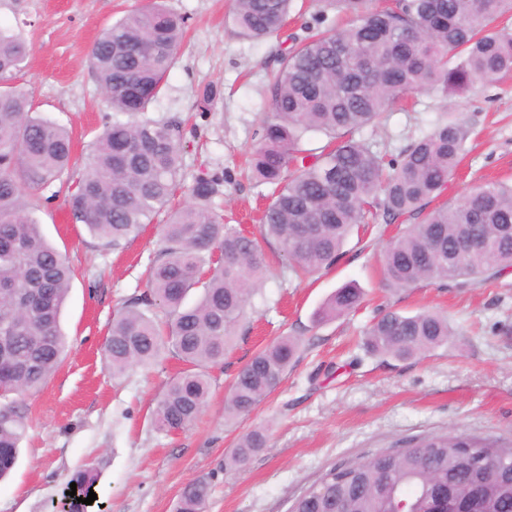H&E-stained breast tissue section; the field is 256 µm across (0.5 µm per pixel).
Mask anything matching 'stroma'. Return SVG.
Masks as SVG:
<instances>
[{
	"instance_id": "35a3bbf8",
	"label": "stroma",
	"mask_w": 512,
	"mask_h": 512,
	"mask_svg": "<svg viewBox=\"0 0 512 512\" xmlns=\"http://www.w3.org/2000/svg\"><path fill=\"white\" fill-rule=\"evenodd\" d=\"M149 0H0V26L30 45L19 78L40 115L71 129L84 154L111 110L89 53L103 30ZM184 17L186 31L152 118L187 117L183 173L223 176L218 203L225 223L257 234L270 189L243 174L268 111L264 88L275 68L272 42L241 37L231 0H163ZM220 86L212 112L200 114L198 93ZM469 127L466 153L448 179L444 201L491 180L512 179V77L441 97L421 90L381 114L362 136L398 155L445 114ZM41 230L77 268L63 310L66 356L37 393L28 395L26 428L12 477L0 482V512H58L76 470L99 472L86 512H174L183 488L208 477L204 512H288L293 499L331 469L422 435L450 430L512 440V271L464 288L424 282L388 288L380 255L399 227L376 217L352 235L333 267L298 278L274 261L237 330L234 348L211 368V396L197 420L176 432L158 430L152 413L181 364L164 355L152 366L113 376L102 356L114 312L146 289L144 270L162 247L159 224L123 248L102 246L72 223L65 190L43 204ZM362 288L360 308L319 323L318 307L339 287ZM404 314L446 313L456 336L448 345L405 361L366 354L358 345L380 307ZM301 339L280 384L250 413L224 417L237 371L281 335ZM263 426L267 448L240 468L224 460L240 435Z\"/></svg>"
}]
</instances>
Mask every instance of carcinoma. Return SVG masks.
Instances as JSON below:
<instances>
[{"label":"carcinoma","mask_w":512,"mask_h":512,"mask_svg":"<svg viewBox=\"0 0 512 512\" xmlns=\"http://www.w3.org/2000/svg\"><path fill=\"white\" fill-rule=\"evenodd\" d=\"M294 0H233L232 21L255 41L283 45ZM317 0V22L339 10L354 17L343 28L312 30L279 49L278 67L265 86L269 115L253 147L248 173L272 186L259 237L223 222L215 206L224 177L200 172L190 200L162 226L164 246L150 263L148 293L126 302L104 345L112 376L148 367L164 352L184 368L157 402L161 431L181 430L210 395L208 368L224 362L250 298L268 271L272 253L296 276L336 264L353 233L380 210L404 228L382 253L387 286L478 285L512 269V185L486 183L463 199L431 204L447 188L469 130L448 119L417 137L399 156L385 159L364 139L399 97L420 90L442 96L491 84L512 74V0ZM184 18L159 2L139 8L106 29L89 61L112 109L82 168L73 162L72 138L61 124L31 111V94L17 86L30 48L0 27V481L14 469L26 422L20 396L41 387L64 359V303L75 270L41 232L32 192L67 186L71 218L114 249L136 239L182 186V124L177 116H146L163 93L176 63ZM221 97L209 84L198 108L207 113ZM318 136L324 145L308 148ZM417 224L409 220L420 214ZM485 238L473 256L466 242ZM198 300L187 303L191 290ZM363 291L336 289L316 312L330 320L357 309ZM454 332L435 312L403 315L383 310L362 338L369 354L406 360L448 344ZM299 348L293 336L267 344L237 372L224 401L234 419L252 412L282 380ZM262 428L244 434L225 467L236 468L267 446ZM496 460L509 449L505 469L466 468L461 449ZM98 474L76 471L69 512H85ZM460 492V512H512V441L453 431L412 438L334 468L307 486L289 512H432L438 495ZM211 478L182 491L176 512H202Z\"/></svg>","instance_id":"1"}]
</instances>
